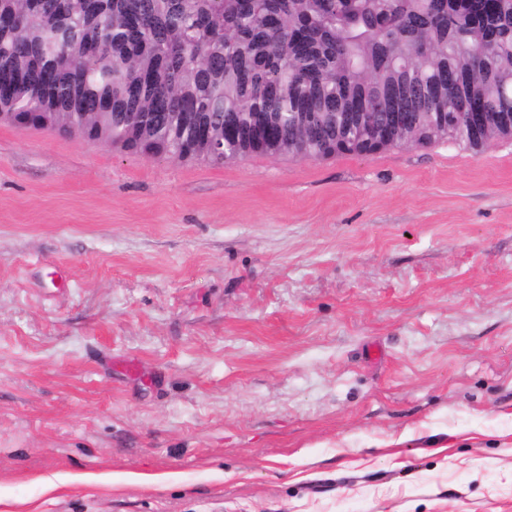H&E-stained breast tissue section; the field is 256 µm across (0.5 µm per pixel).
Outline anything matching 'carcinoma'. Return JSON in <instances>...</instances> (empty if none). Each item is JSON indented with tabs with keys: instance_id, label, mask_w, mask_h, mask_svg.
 Wrapping results in <instances>:
<instances>
[{
	"instance_id": "carcinoma-1",
	"label": "carcinoma",
	"mask_w": 512,
	"mask_h": 512,
	"mask_svg": "<svg viewBox=\"0 0 512 512\" xmlns=\"http://www.w3.org/2000/svg\"><path fill=\"white\" fill-rule=\"evenodd\" d=\"M401 82L387 147L511 134L512 0H0V113L142 153L359 155ZM457 83L471 98L426 101Z\"/></svg>"
}]
</instances>
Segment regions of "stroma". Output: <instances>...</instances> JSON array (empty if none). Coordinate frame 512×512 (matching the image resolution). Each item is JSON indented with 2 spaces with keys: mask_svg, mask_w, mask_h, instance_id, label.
Returning a JSON list of instances; mask_svg holds the SVG:
<instances>
[{
  "mask_svg": "<svg viewBox=\"0 0 512 512\" xmlns=\"http://www.w3.org/2000/svg\"><path fill=\"white\" fill-rule=\"evenodd\" d=\"M0 512H512V139L0 123Z\"/></svg>",
  "mask_w": 512,
  "mask_h": 512,
  "instance_id": "1",
  "label": "stroma"
}]
</instances>
